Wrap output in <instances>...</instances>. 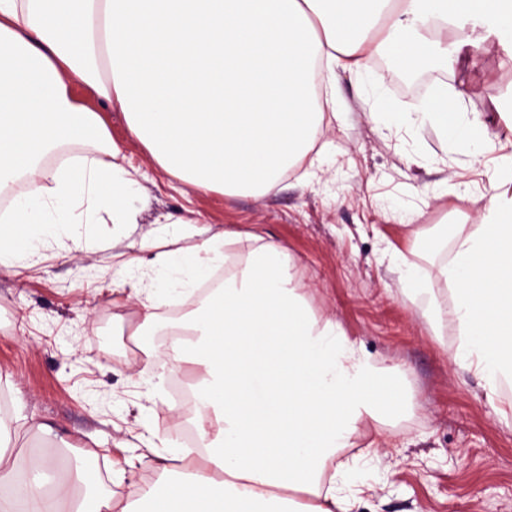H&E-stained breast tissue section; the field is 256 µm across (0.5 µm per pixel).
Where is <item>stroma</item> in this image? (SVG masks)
Masks as SVG:
<instances>
[{"instance_id":"obj_1","label":"stroma","mask_w":512,"mask_h":512,"mask_svg":"<svg viewBox=\"0 0 512 512\" xmlns=\"http://www.w3.org/2000/svg\"><path fill=\"white\" fill-rule=\"evenodd\" d=\"M512 45L479 37L467 69L425 64L408 71L370 60L359 88L340 74L333 89L336 117L315 145L314 164L283 175L266 195L228 196L193 191L164 173L129 132L122 113L105 115L123 166L136 183L134 229L95 239L87 224L64 227L49 239L36 266L20 272L0 266V397L9 403L11 446L21 456L68 444L84 454L98 479L94 493L125 497L161 482L146 466L112 483V462L145 453L144 438L178 441L166 410L170 371L144 366L127 324L112 320V276L130 244L169 217L168 232L195 242L191 225L214 232L255 229L285 245L312 308L338 321L376 362L403 372L411 410L387 423L379 437L362 425L345 481L356 495L350 512H512V417L507 396H489L483 381L455 362L452 321L433 335L423 309L451 301L439 274L452 244L429 231L463 218L477 220L487 204L493 155L477 156L429 124L388 125L375 113L377 98L408 111L410 87L447 84L467 115L481 114L486 133H500L489 108L512 105V69L500 68ZM410 214V224L396 216ZM423 233L415 261L432 288L429 297L403 293L388 245L406 248ZM57 437L42 439L37 426Z\"/></svg>"}]
</instances>
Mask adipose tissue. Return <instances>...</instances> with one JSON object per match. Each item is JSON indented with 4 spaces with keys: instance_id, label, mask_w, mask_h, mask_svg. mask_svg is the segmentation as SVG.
Returning a JSON list of instances; mask_svg holds the SVG:
<instances>
[{
    "instance_id": "1",
    "label": "adipose tissue",
    "mask_w": 512,
    "mask_h": 512,
    "mask_svg": "<svg viewBox=\"0 0 512 512\" xmlns=\"http://www.w3.org/2000/svg\"><path fill=\"white\" fill-rule=\"evenodd\" d=\"M468 20L512 41V0H0V191L25 184L0 213V263L28 267L67 224L136 221L121 149L72 86L122 112L160 168L193 190L261 196L323 131L330 103L309 85L317 67L332 88L341 71L364 80L377 56L444 63V37ZM414 111L464 144L487 128L464 120L444 86ZM69 143L97 153L61 163L46 187V157ZM487 193L480 223L446 229L443 276L456 362L494 394L512 385V153L499 156ZM247 239L232 261L234 235L203 229L185 247L150 233L112 281L135 308L141 360L193 370L202 453H160L146 437L155 468L172 475L120 500L90 493L96 475L71 463L72 448L18 461L0 418V512H348L336 456L362 423L405 412L399 371L311 308L285 246ZM217 268L224 286L189 315L191 336L159 343L160 290L191 294Z\"/></svg>"
}]
</instances>
